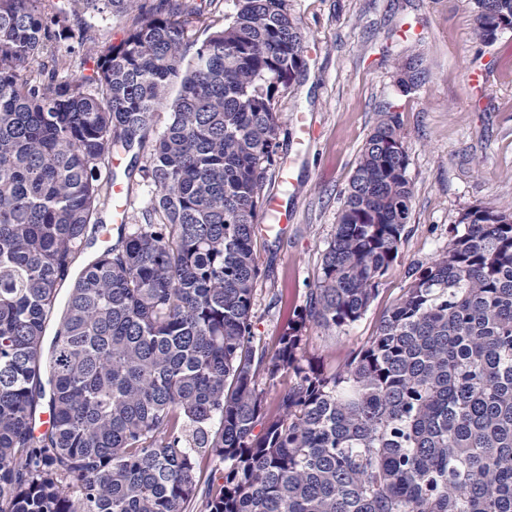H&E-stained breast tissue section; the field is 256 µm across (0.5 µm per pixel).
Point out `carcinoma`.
Wrapping results in <instances>:
<instances>
[{
  "mask_svg": "<svg viewBox=\"0 0 512 512\" xmlns=\"http://www.w3.org/2000/svg\"><path fill=\"white\" fill-rule=\"evenodd\" d=\"M207 1L0 0V512H190L214 462L204 512H512V210L467 209L360 350L303 361V330L358 321L399 255L412 189L381 113L266 356L253 237L304 37L288 0H232L188 59ZM87 12L131 24L95 41ZM473 12L484 43L512 30V0ZM423 80L397 65L399 93ZM135 147L146 222L114 239L110 163ZM287 372L268 404L259 378Z\"/></svg>",
  "mask_w": 512,
  "mask_h": 512,
  "instance_id": "cac0c4a2",
  "label": "carcinoma"
}]
</instances>
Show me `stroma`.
<instances>
[{
  "label": "stroma",
  "mask_w": 512,
  "mask_h": 512,
  "mask_svg": "<svg viewBox=\"0 0 512 512\" xmlns=\"http://www.w3.org/2000/svg\"><path fill=\"white\" fill-rule=\"evenodd\" d=\"M289 2L306 36V66L277 103L283 117L278 156L291 162L292 173L287 182L273 174L263 191L282 194L292 217L280 234L254 236L262 271L255 344L274 353L288 320L304 305L360 151L388 106L401 118L413 192L399 256L365 315L348 327L312 325L304 333V358L329 366L369 340L407 288L411 267L446 249L465 210L512 208V31L490 45L477 40L470 0ZM411 55L422 60L426 76L404 96L396 90V64ZM473 68L489 75L484 91L465 88ZM299 113L311 136L301 134ZM145 161L131 152L112 159L117 184L132 187L127 209L136 224L143 221L147 194L139 178L126 173Z\"/></svg>",
  "instance_id": "1"
}]
</instances>
